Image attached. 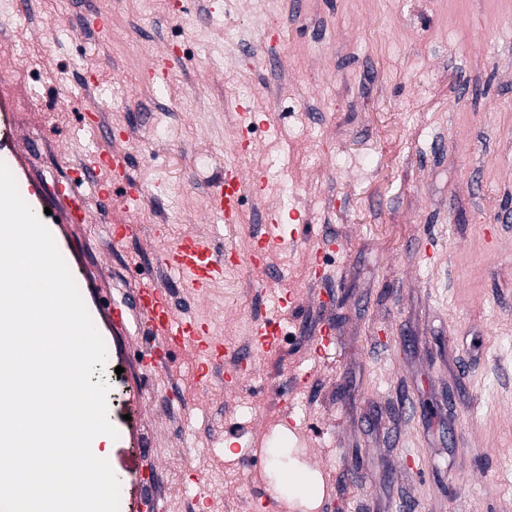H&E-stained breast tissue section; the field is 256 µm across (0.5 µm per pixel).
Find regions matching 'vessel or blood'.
Instances as JSON below:
<instances>
[{"mask_svg": "<svg viewBox=\"0 0 512 512\" xmlns=\"http://www.w3.org/2000/svg\"><path fill=\"white\" fill-rule=\"evenodd\" d=\"M108 170L112 181L124 183L130 199H138L142 188L128 173L125 154L115 151L106 156L86 157L79 168L59 186L60 196L70 205L69 215L74 220H85L86 210L78 191L85 185L100 182L101 170ZM248 193V185L233 164L226 165L224 174L210 186V199L215 215L224 224L238 223L242 202ZM265 239L252 240L246 252L217 251L211 240L194 233L182 235L167 245L161 254L160 264L176 274L180 281L197 294H204L216 281L223 279L230 266L264 268ZM169 289L156 285L139 287L135 294V310L142 333L158 337V344L150 345V352H161L171 357L177 351L192 347L204 357L195 378L197 383L208 384L214 369L224 367V342L214 336L209 322L193 316H176L170 304ZM280 328L273 319L255 321L252 324V347L256 350L276 345Z\"/></svg>", "mask_w": 512, "mask_h": 512, "instance_id": "b4317fda", "label": "vessel or blood"}]
</instances>
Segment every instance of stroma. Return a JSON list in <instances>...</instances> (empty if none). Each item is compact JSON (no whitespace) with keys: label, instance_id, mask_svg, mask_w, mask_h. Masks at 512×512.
I'll list each match as a JSON object with an SVG mask.
<instances>
[{"label":"stroma","instance_id":"1","mask_svg":"<svg viewBox=\"0 0 512 512\" xmlns=\"http://www.w3.org/2000/svg\"><path fill=\"white\" fill-rule=\"evenodd\" d=\"M17 0L0 72V152L81 290L107 348L98 445L120 512H512V0ZM110 30L83 32L88 10ZM182 57L166 87L160 52ZM260 99L247 134L237 114ZM97 112L106 130L86 127ZM124 151L144 188L128 202L84 189L89 219L64 220L55 186L87 149ZM236 163L264 182L239 223L213 220L209 189ZM306 214L335 250L313 277L307 244L277 243L276 275L240 271L204 296L159 263L171 237L203 232L243 250ZM114 224H131L116 243ZM172 289L173 311L250 344L279 319L236 389L197 385L194 350L146 371L136 319L112 302ZM293 301L281 305L283 291ZM335 347L316 359L323 327ZM280 336L279 325L271 318L252 323V347L262 350L276 345Z\"/></svg>","mask_w":512,"mask_h":512}]
</instances>
